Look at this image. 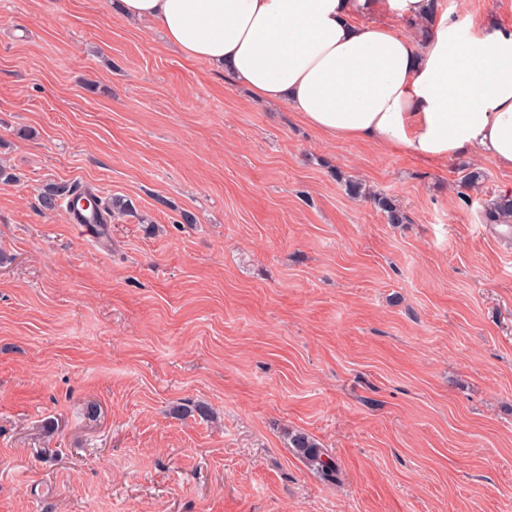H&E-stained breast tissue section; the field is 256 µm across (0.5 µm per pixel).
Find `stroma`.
Listing matches in <instances>:
<instances>
[{"instance_id":"1","label":"stroma","mask_w":512,"mask_h":512,"mask_svg":"<svg viewBox=\"0 0 512 512\" xmlns=\"http://www.w3.org/2000/svg\"><path fill=\"white\" fill-rule=\"evenodd\" d=\"M114 2L0 0V512H512V170L329 139ZM50 183L134 210L104 250ZM488 224H512V194L499 195L490 201L485 210ZM288 445L296 448L299 455L306 459L311 465L317 466L323 473L331 475L336 471V464L332 458L327 456L322 450L320 444L306 433L297 432L288 435ZM328 457V460L324 459Z\"/></svg>"}]
</instances>
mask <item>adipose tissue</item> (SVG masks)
Listing matches in <instances>:
<instances>
[{
	"mask_svg": "<svg viewBox=\"0 0 512 512\" xmlns=\"http://www.w3.org/2000/svg\"><path fill=\"white\" fill-rule=\"evenodd\" d=\"M370 2L379 22L354 11ZM185 58L229 70L314 130L419 159L512 168V29L461 27L429 0H120ZM432 17L424 42L385 23Z\"/></svg>",
	"mask_w": 512,
	"mask_h": 512,
	"instance_id": "ef3b65f1",
	"label": "adipose tissue"
}]
</instances>
